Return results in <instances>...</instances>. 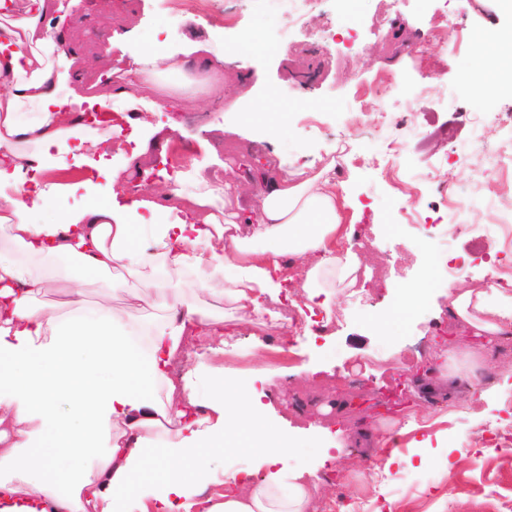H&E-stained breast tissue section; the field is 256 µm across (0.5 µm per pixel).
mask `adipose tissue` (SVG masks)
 <instances>
[{
  "label": "adipose tissue",
  "mask_w": 512,
  "mask_h": 512,
  "mask_svg": "<svg viewBox=\"0 0 512 512\" xmlns=\"http://www.w3.org/2000/svg\"><path fill=\"white\" fill-rule=\"evenodd\" d=\"M47 12V0H28L0 16V235L12 250L0 256V512H309L326 485L309 467L286 465L295 443L249 386L219 379L205 399L191 392L177 403L162 402L156 388L189 337L222 332L223 319L200 297H223L233 325L265 319L275 327L271 306L282 299L329 317L341 292L358 286L360 255L336 244L355 229L333 164L266 182L260 207L248 211L229 209L227 192L198 161L176 173L173 188L129 185L123 174L139 167L153 136L168 143L182 129L176 120L157 128L146 120L180 109L182 89L161 88V78L194 67L220 102L224 74L197 58L191 40L179 51L130 43L127 67L110 70L112 94L81 93L82 74L60 51ZM134 85L151 92L134 95ZM96 107L107 114L103 127L76 123ZM127 126L132 150L113 152ZM92 152L112 185L103 205H70L75 187L40 180ZM188 181L194 190L186 195ZM48 206L61 210L60 221H34ZM286 254L298 266L283 269ZM60 262L84 280L137 274L133 298L166 310L150 345L138 344L109 299L86 307L80 287L69 290L68 316L39 306L35 296ZM187 271L190 299L170 284ZM433 287L428 276L407 286L382 330L402 328ZM448 307L477 333L512 336V295L502 288L458 286ZM104 437L110 444L102 448ZM76 451L90 463H72ZM217 455L249 462L227 473L212 468ZM208 484L223 493L204 496Z\"/></svg>",
  "instance_id": "adipose-tissue-1"
}]
</instances>
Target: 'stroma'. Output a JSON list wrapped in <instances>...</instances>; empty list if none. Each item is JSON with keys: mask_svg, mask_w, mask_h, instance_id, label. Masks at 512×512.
Returning <instances> with one entry per match:
<instances>
[{"mask_svg": "<svg viewBox=\"0 0 512 512\" xmlns=\"http://www.w3.org/2000/svg\"><path fill=\"white\" fill-rule=\"evenodd\" d=\"M56 9L48 18L57 22L62 48L79 58H120V47L110 46L113 33L128 34L131 41L156 45L159 32H167L164 48L179 47L184 39L199 41L205 54L222 62L224 82L235 111H224L221 103L208 101L196 73L166 75V83L186 84L190 92L182 107L181 120L188 133L180 146L182 167L201 157L204 150L215 155L207 178L228 184L245 181L246 171L260 165L267 176L304 165L323 167L326 154L335 152L336 135H344L351 158L338 162L336 180L340 195L359 202L364 216L356 225L353 240L359 254L372 269L373 279L362 304L342 296L339 309L344 319L331 337L304 333L282 334L280 330L253 322L224 341L203 337L189 341L177 357L181 371L197 373V391H204L210 368L220 367L228 380L248 384L264 393L268 416L282 431L293 434L296 447L289 465H315L319 448L343 438L363 463L389 455L386 447H367L360 430H384L389 425L404 429L403 453H415L423 462L411 471L406 483L389 487L371 480L350 477L336 483V496L347 507L363 502L378 507L392 505L393 512H491L504 473L512 471V447L484 449L481 430L497 414L498 402L481 399L483 390L512 386L500 376L506 358L485 345L474 367L461 371L466 399L450 397L435 387L443 361L436 355V334L444 332L452 345L469 344L471 329L448 311L442 294L422 304L411 324L393 336L376 328L375 314L387 313L409 282L435 268L437 247L433 238L421 235L400 211L406 205L407 182L415 176L429 177L424 209L441 208L445 196H472L476 189L500 195L512 203V181L492 175L482 187H474L471 169L478 156L444 163L447 143L438 130L454 126L460 145L470 137L468 118L476 112H511L512 93L496 86L476 90L472 72L483 46L491 37L512 34V14L497 0H471L466 11H458L456 0H353L343 8L340 0H325L327 15L336 16V38L318 42L303 36L287 14L272 11L268 0H212L215 26L197 24L195 18L170 26L163 0H81L69 17H61L59 6L69 0H52ZM236 14L241 26L262 31L267 25L285 29L292 43L285 49H268L261 64L251 57H228L227 46L236 39L235 30L225 28L224 14ZM448 14L459 29L456 46L429 45V67H421L416 45L433 27L434 19ZM389 75L394 84L382 103L370 102L361 91L379 76ZM419 96L422 138L408 136L400 125L391 133L405 140L399 172L391 181L379 175L383 152L381 141L363 127L347 122L351 112L384 111L400 117L406 101ZM274 100L278 115L276 134L250 123L254 109ZM321 110L320 123L307 125L310 107ZM43 181L72 183L93 181L90 192H78L76 204H101L108 188L102 176L87 168L70 167L44 173ZM288 348L291 362L277 363L275 355ZM350 364L362 367L368 384L354 391L335 384L339 370ZM409 367L408 384L413 394L393 415L378 413L375 392L395 379L399 365ZM315 375H306V368ZM460 445L466 458L460 466L445 470L448 446Z\"/></svg>", "mask_w": 512, "mask_h": 512, "instance_id": "stroma-1", "label": "stroma"}]
</instances>
